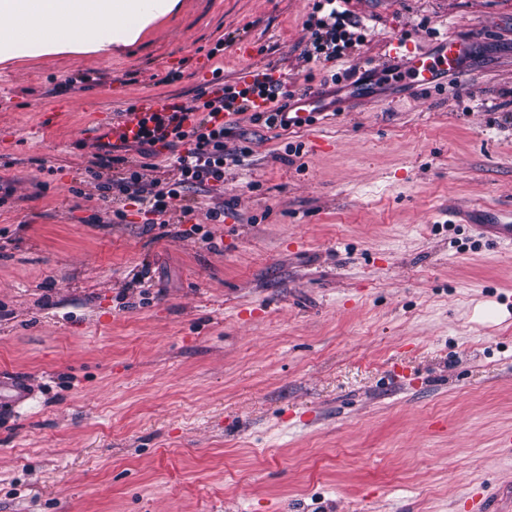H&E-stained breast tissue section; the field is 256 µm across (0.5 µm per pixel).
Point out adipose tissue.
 I'll use <instances>...</instances> for the list:
<instances>
[{"instance_id": "obj_1", "label": "adipose tissue", "mask_w": 512, "mask_h": 512, "mask_svg": "<svg viewBox=\"0 0 512 512\" xmlns=\"http://www.w3.org/2000/svg\"><path fill=\"white\" fill-rule=\"evenodd\" d=\"M176 0H0V61L75 45L108 52L135 41Z\"/></svg>"}]
</instances>
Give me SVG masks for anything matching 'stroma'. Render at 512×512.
Masks as SVG:
<instances>
[{
  "instance_id": "35a3bbf8",
  "label": "stroma",
  "mask_w": 512,
  "mask_h": 512,
  "mask_svg": "<svg viewBox=\"0 0 512 512\" xmlns=\"http://www.w3.org/2000/svg\"><path fill=\"white\" fill-rule=\"evenodd\" d=\"M315 4L177 0L109 53L0 61V377L30 393L0 410V512H512V249L462 219L512 206V0H350L332 62ZM445 31L462 75L396 84L385 41ZM205 59L336 109L235 115L223 189L146 223L79 128L194 105ZM320 2H325L328 10L325 14L316 16L324 8V4ZM342 3H347V0L319 1L315 4V11L309 21L315 27L314 53L325 54L327 60L340 56L355 35L348 27L356 28L357 23L352 20L350 11Z\"/></svg>"
}]
</instances>
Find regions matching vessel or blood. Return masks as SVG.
Listing matches in <instances>:
<instances>
[{
  "label": "vessel or blood",
  "mask_w": 512,
  "mask_h": 512,
  "mask_svg": "<svg viewBox=\"0 0 512 512\" xmlns=\"http://www.w3.org/2000/svg\"><path fill=\"white\" fill-rule=\"evenodd\" d=\"M465 54L455 33L447 32L436 36L424 50L415 52L403 40L392 38L384 46V58L396 81H412L419 85H437L439 80L455 73ZM330 92L327 88L316 87L300 97L288 100L278 107H271L269 101L258 96L250 98V112L276 114V125L282 129L301 128L311 125L320 115L328 112ZM153 120L162 127L182 125L191 129L197 122L194 112L180 111L179 103L173 98L154 97L146 100L119 117L99 112L80 129L82 139L91 141L100 132H111L113 139L134 138L145 120ZM490 223L478 225L479 233L512 243V209L491 208Z\"/></svg>",
  "instance_id": "b4317fda"
}]
</instances>
